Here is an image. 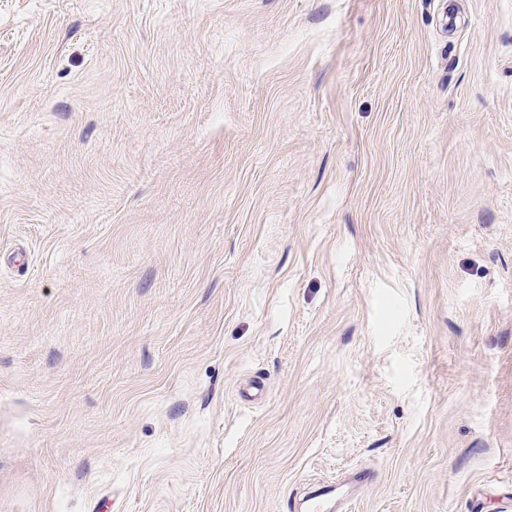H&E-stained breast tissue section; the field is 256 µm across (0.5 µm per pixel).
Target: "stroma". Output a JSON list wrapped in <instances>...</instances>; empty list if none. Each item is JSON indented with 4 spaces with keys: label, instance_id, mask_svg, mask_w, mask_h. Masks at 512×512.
I'll return each mask as SVG.
<instances>
[{
    "label": "stroma",
    "instance_id": "1",
    "mask_svg": "<svg viewBox=\"0 0 512 512\" xmlns=\"http://www.w3.org/2000/svg\"><path fill=\"white\" fill-rule=\"evenodd\" d=\"M512 512V0H0V512Z\"/></svg>",
    "mask_w": 512,
    "mask_h": 512
}]
</instances>
